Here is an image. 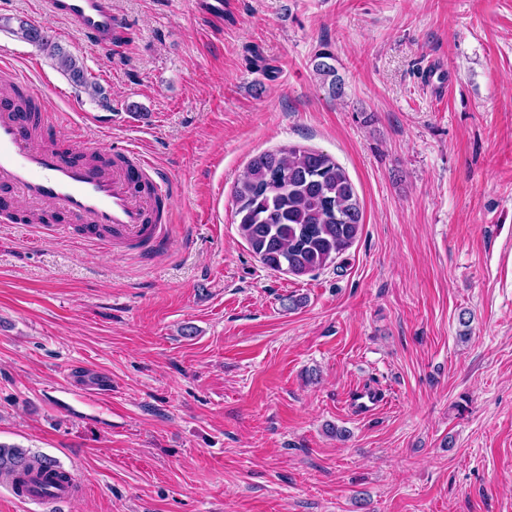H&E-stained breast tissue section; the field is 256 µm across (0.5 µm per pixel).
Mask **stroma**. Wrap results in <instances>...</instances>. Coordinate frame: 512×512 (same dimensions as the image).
Wrapping results in <instances>:
<instances>
[{
  "mask_svg": "<svg viewBox=\"0 0 512 512\" xmlns=\"http://www.w3.org/2000/svg\"><path fill=\"white\" fill-rule=\"evenodd\" d=\"M112 7L128 35L104 53L0 0L99 97L3 30L0 55L63 129L103 116L96 145L149 153L174 244L145 259L0 223V442L75 472L62 512H512V0ZM288 147L332 157L363 212L303 276L264 266L235 215L250 159ZM83 362L111 397L70 385ZM364 386L384 400L360 415ZM12 19L11 17L0 18V28L42 50H47L50 57L55 60L57 68L65 73L74 84L84 87L92 95L98 93L96 83L85 76L78 60L56 43H52L47 30L19 18L16 19L17 27L14 28L11 25ZM335 61V57L329 52H319L315 55L313 60V69L319 75L323 76L324 79L332 77L329 83V89L333 96L339 95L341 92L340 80L336 77V68L329 62Z\"/></svg>",
  "mask_w": 512,
  "mask_h": 512,
  "instance_id": "stroma-1",
  "label": "stroma"
}]
</instances>
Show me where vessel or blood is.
Here are the masks:
<instances>
[{
  "label": "vessel or blood",
  "mask_w": 512,
  "mask_h": 512,
  "mask_svg": "<svg viewBox=\"0 0 512 512\" xmlns=\"http://www.w3.org/2000/svg\"><path fill=\"white\" fill-rule=\"evenodd\" d=\"M48 18L67 22L111 50L124 22L112 0H45ZM167 175L137 146L103 149L57 120L0 98V223L35 222L43 236L168 249L173 230Z\"/></svg>",
  "instance_id": "vessel-or-blood-1"
}]
</instances>
